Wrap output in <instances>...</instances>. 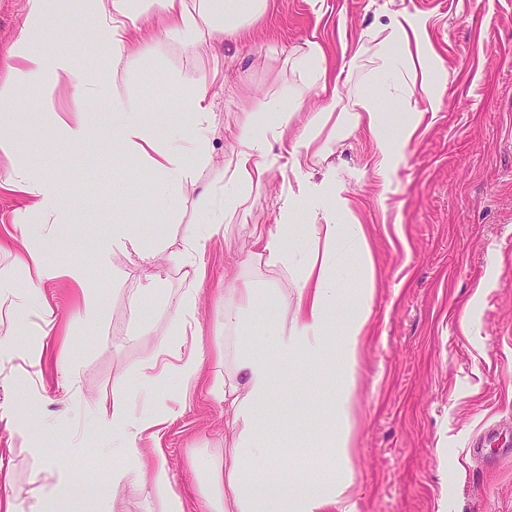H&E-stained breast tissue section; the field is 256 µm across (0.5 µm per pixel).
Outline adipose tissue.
<instances>
[{
  "label": "adipose tissue",
  "mask_w": 512,
  "mask_h": 512,
  "mask_svg": "<svg viewBox=\"0 0 512 512\" xmlns=\"http://www.w3.org/2000/svg\"><path fill=\"white\" fill-rule=\"evenodd\" d=\"M96 33L112 54L113 62L136 54L148 60L152 47L151 33L163 39L189 44L200 56L211 55L219 35L232 33L237 26L259 17L266 0H147L156 24L148 28L138 25V12L133 0H93ZM27 26L10 49L14 60L4 80L0 81V105L13 101L22 87L43 81L42 105L52 109L59 86L72 92L75 106L54 122L62 146L83 148L97 136V128L85 105L104 89L101 75L81 69L73 56L47 55L36 40L38 29L65 21L64 10L55 9L52 0H26ZM410 19L393 18L388 34L374 44L376 68L371 81L357 82L341 90L333 82L326 51L316 40H306L294 55L292 65L301 78V87L290 100L259 99L245 105L242 123L230 156L218 179L223 180L225 197L215 207L209 222L218 227L233 215L252 191L260 189L270 169L274 145L289 144L291 169L300 176L298 193L288 195L280 209V222L273 225L263 239V249L271 257L287 264L293 274L295 305L288 331L277 336L272 353L255 355L242 328L259 301L258 291L251 285L231 289L224 303V327L239 332L240 351L231 375L205 382L203 364L196 356L179 359L173 366L158 365L147 358L141 370L145 382L168 376L178 379L183 388L207 384L210 394L223 401L225 429L231 436V452L223 465H202L190 459L193 470L204 474V506L206 512H335L339 503L348 501V484L312 487L302 483L280 485L266 483L262 474L252 472V465L267 456L265 442L256 434V421L261 407L272 396L276 361L285 359L296 348L319 350L326 346L328 326L341 304H348L350 314L344 324L347 383L333 406L337 421L336 446L344 466H351L350 448L355 424L353 389L357 384V365L369 335L368 309L374 290V268L362 225L351 221V200L333 171H326L317 183L304 181L302 174L325 149L313 143L323 117H335L336 130L343 134L368 133L376 155V169L388 173L402 155L403 147L416 131L408 119L410 109L401 81V68L419 69L431 107L441 103L430 78L431 68L425 52L406 58L393 49L408 39ZM181 82L189 91L183 101L190 111L189 125L171 127L158 135L143 117L144 100L137 87L129 85L112 93L113 128L130 156L145 163L155 174V194L170 208H177L184 184L193 181L191 157L207 154L213 132V116L208 101L209 89L195 74H184ZM318 91L326 101L322 116L314 117L307 129L291 133L290 118L300 108L306 92ZM271 114V122L257 124L256 113ZM0 191L21 194L26 206L16 212L14 222L24 225L23 248L17 263L25 271L27 292L11 302L19 315L28 314L32 306H40L45 324L55 321V313L45 304L40 288L54 272L44 262L40 249L31 246L35 237H51V227L68 221L60 202L56 184L31 170L16 166L0 178ZM356 262L361 293L358 298L342 301L336 278L337 270L348 262ZM168 413L137 411L125 403H117L111 414L99 417V428L111 431L112 447L130 454V464L112 476L113 487L133 495L155 498L159 512H186L185 502L173 490L172 476L164 461L151 468L140 463L141 445L154 444Z\"/></svg>",
  "instance_id": "adipose-tissue-1"
}]
</instances>
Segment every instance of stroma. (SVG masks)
Listing matches in <instances>:
<instances>
[{"label": "stroma", "instance_id": "obj_1", "mask_svg": "<svg viewBox=\"0 0 512 512\" xmlns=\"http://www.w3.org/2000/svg\"><path fill=\"white\" fill-rule=\"evenodd\" d=\"M64 24L42 31L51 55L68 53L85 69L115 71L116 87L133 82L146 101V117L159 130L176 119L188 92L180 77L209 81L216 129L207 159L194 161L195 179L170 210L152 191L153 173L134 163L112 129L109 96L94 105L98 139L87 148H64L50 116L40 114L38 87L17 97L14 112L0 114V174L24 164L55 181L69 214L57 239L41 242L46 263L60 270L85 265L99 301L93 322L76 320L79 291L63 277L41 291L56 312L50 335L28 317L13 327L0 318V335L18 331L20 347L0 355V393L16 387L10 407H0V456L10 474L0 478L18 512H31L42 487L59 471L73 483L96 482L113 490L111 437L95 431L94 418L113 403L154 410L178 408L160 446L175 491L196 499L202 475L188 467L191 451L224 455V406L206 387L183 394L172 378L143 386L139 375L172 326L165 295L195 289V328L204 366L226 372L216 348L233 357L224 331V291L249 282L268 288L269 303L291 292V274L262 255L258 237L278 220L282 197L297 183L286 158H278L263 188L249 195L218 234L207 217L224 201L214 179L223 167L247 99L280 98L300 85L289 56L310 36L330 59L357 49L363 31L386 36L392 17L407 16L415 30L407 50L432 52V74L442 103L431 108L421 76L406 71L417 110V129L404 159L388 177L375 170L374 145L356 132L335 138L320 180L333 167L363 224L375 268L369 337L359 363L357 432L353 465L343 469L332 443V412L344 385L343 322L331 325L321 353L301 351L278 364L274 395L256 424L269 445L267 481L288 473L312 485L351 477L355 512H512V455L493 465L474 460L473 436L496 425L512 446V0H267L258 21L238 28L198 57L189 45L156 39L149 65L113 62L97 38L89 0H67ZM25 201L0 195V276L23 280L14 258L20 233L13 224ZM124 224L156 248L155 264L117 255L99 261L93 244ZM208 234L198 257L204 279L169 255L190 233ZM161 273L163 295L142 319L131 300L149 275Z\"/></svg>", "mask_w": 512, "mask_h": 512}]
</instances>
